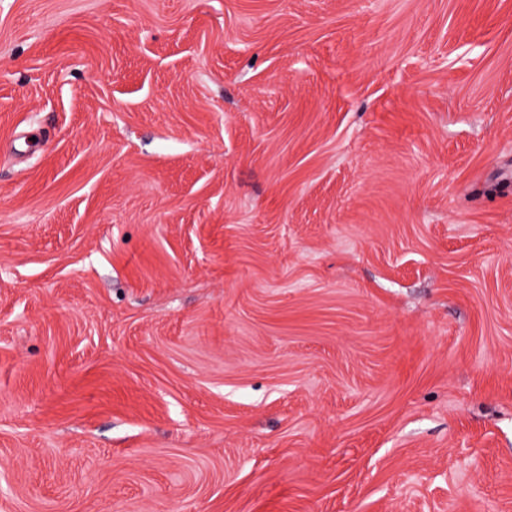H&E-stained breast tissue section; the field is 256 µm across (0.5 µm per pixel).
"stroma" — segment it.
<instances>
[{"mask_svg":"<svg viewBox=\"0 0 512 512\" xmlns=\"http://www.w3.org/2000/svg\"><path fill=\"white\" fill-rule=\"evenodd\" d=\"M0 512H512V0H0Z\"/></svg>","mask_w":512,"mask_h":512,"instance_id":"stroma-1","label":"stroma"}]
</instances>
